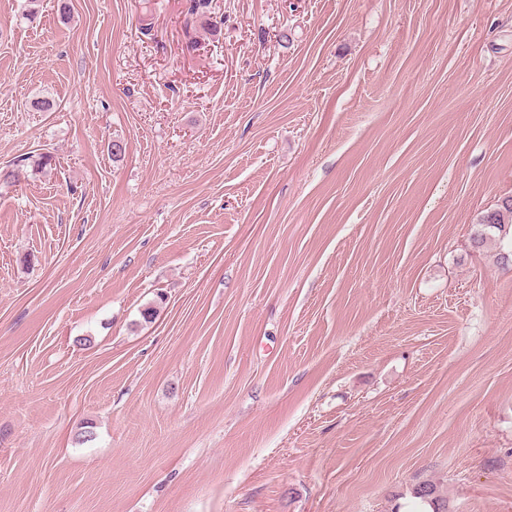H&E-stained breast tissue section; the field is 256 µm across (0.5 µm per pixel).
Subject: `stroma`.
<instances>
[{
  "instance_id": "1",
  "label": "stroma",
  "mask_w": 512,
  "mask_h": 512,
  "mask_svg": "<svg viewBox=\"0 0 512 512\" xmlns=\"http://www.w3.org/2000/svg\"><path fill=\"white\" fill-rule=\"evenodd\" d=\"M188 4L0 0V512H512V0ZM498 241L497 263L508 266L512 260V197L498 201L473 226L472 241L480 248L489 241Z\"/></svg>"
}]
</instances>
